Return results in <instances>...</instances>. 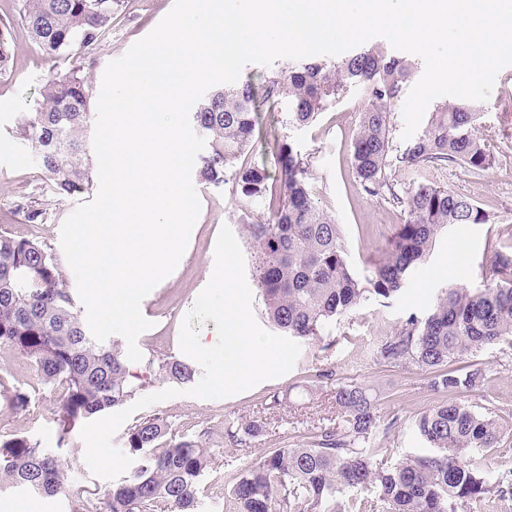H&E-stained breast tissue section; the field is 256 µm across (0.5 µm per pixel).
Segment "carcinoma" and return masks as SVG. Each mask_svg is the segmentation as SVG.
Wrapping results in <instances>:
<instances>
[{"instance_id":"carcinoma-1","label":"carcinoma","mask_w":512,"mask_h":512,"mask_svg":"<svg viewBox=\"0 0 512 512\" xmlns=\"http://www.w3.org/2000/svg\"><path fill=\"white\" fill-rule=\"evenodd\" d=\"M17 2L22 26L52 58L94 49L112 30L123 0ZM9 30L0 29L1 76L11 68ZM417 69V62L375 42L333 63H287L259 88L245 81L214 89L190 112V123L206 141L195 161L197 177L216 189L232 184L266 317L288 337L313 340L326 322L362 301L393 298L443 231L494 220L445 187L420 184L405 196L395 189L396 168L461 162L480 175L496 161L479 132V107L464 102L436 105L422 133L404 147L396 145L390 107ZM351 87L367 100L351 149L358 184L407 213L362 279L348 265L339 225L311 193L308 159L283 140L276 145L275 173L249 160L258 96L287 98L289 122L305 125ZM91 97V81L81 69L58 71L17 119V138L33 152L60 200L88 193L94 184ZM257 204L265 207L263 219L254 217ZM16 212L30 224L46 220V211L29 198L18 202ZM485 279L473 291L443 289L424 319L408 317L374 353L380 363L416 366L443 395L416 420L430 453L405 455L391 466L379 461V449L371 447L381 426L379 399L358 383L340 384L336 424L318 427L302 446L273 448L252 461L228 490L232 512H369L367 500L355 510L338 506L339 497L365 491L375 493L383 512H475L485 500L511 499V478H495L471 463L498 447L506 427L493 411H480L461 395L479 392L487 378L474 358L512 336V247L493 250ZM0 344L25 355L44 385L63 392L56 413L62 444L77 422L127 404L152 380L184 384L195 375L172 355L150 357L144 370H133L118 342L93 338L53 249L2 231ZM168 429L160 415L130 427L124 448L138 462L135 472L100 497H82L81 512H199L200 483L220 449L202 435L163 446ZM262 433L256 421L225 427L226 438L241 446ZM3 489L49 497L70 492L61 456L23 439L0 446Z\"/></svg>"}]
</instances>
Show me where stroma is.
I'll return each mask as SVG.
<instances>
[{"instance_id":"1","label":"stroma","mask_w":512,"mask_h":512,"mask_svg":"<svg viewBox=\"0 0 512 512\" xmlns=\"http://www.w3.org/2000/svg\"><path fill=\"white\" fill-rule=\"evenodd\" d=\"M17 0H0V24L12 23L11 71L0 76V232L17 237L36 236L53 249H60V228L77 205L76 199H57L47 190L44 174L35 157L13 134L19 113L29 111L51 68L80 66L93 83H100L109 62L123 56L147 35L173 6V0H124L111 32L85 55H63L49 60L32 43L26 29L15 24ZM366 98L351 89L305 126L288 122V102L281 99L259 107L252 162L275 170V145L284 140L306 156L311 169L310 186L319 206L340 225L348 262L355 273L367 275L379 259L404 214L376 198L367 197L358 186L351 158ZM481 132L490 143L497 163L481 175L455 165L414 171L396 169L392 177L400 192L418 184L433 183L470 198L495 214L490 224L471 225L442 232L427 262L414 271L401 292L387 303L364 302L354 312L326 323L318 337L301 344L300 356L286 375L264 381L254 388L223 399L178 396L151 404L132 416L166 417L172 437L208 435L224 445L202 480L200 512H229L224 489L240 471L267 449L306 441L314 428L335 422L334 385L309 386L310 374L332 370L336 383L366 386L380 399L383 424L373 439L381 458L396 461L406 454H422L427 443L416 428L418 414L439 401L428 378L405 364H381L372 352L409 316L424 317L433 308L440 291L451 285L479 288L482 268L495 245L512 242V66L502 69L490 98L482 104ZM195 189L201 212L188 246L175 271L141 303L143 316L151 321L137 344L143 355H180L181 323L198 294L209 282L214 267V248L222 225L239 231V210L231 188L216 190L203 183ZM24 197L39 200L47 212L42 224L26 223L15 211ZM487 370L483 391L472 404L494 410L501 422L512 425V345L501 343L480 357ZM28 395V404L12 405L15 390ZM60 391L38 380L30 362L17 350L0 345V445L26 438L39 447L59 451L68 463L71 484L104 492L111 481L94 477L84 461V443L79 430H72L67 445H60L54 410ZM256 420L265 426L261 440L251 442L249 452L234 450L224 440L227 425Z\"/></svg>"}]
</instances>
